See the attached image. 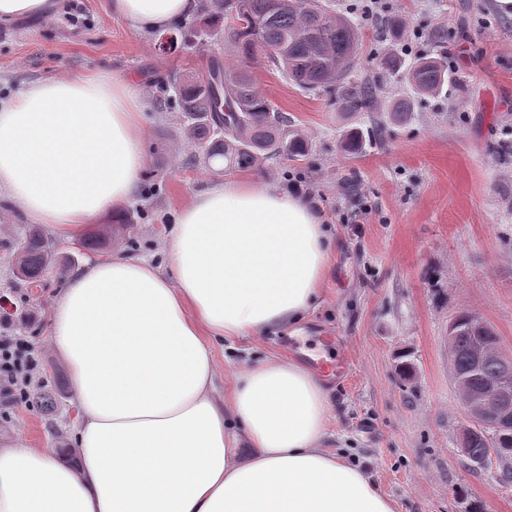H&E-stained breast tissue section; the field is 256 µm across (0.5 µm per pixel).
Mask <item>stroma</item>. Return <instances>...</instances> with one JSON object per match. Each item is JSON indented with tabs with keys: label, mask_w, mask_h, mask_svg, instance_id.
Returning a JSON list of instances; mask_svg holds the SVG:
<instances>
[{
	"label": "stroma",
	"mask_w": 512,
	"mask_h": 512,
	"mask_svg": "<svg viewBox=\"0 0 512 512\" xmlns=\"http://www.w3.org/2000/svg\"><path fill=\"white\" fill-rule=\"evenodd\" d=\"M362 26L358 76L376 80L373 109L349 114L323 91L288 80L264 56L242 61L219 28L197 13L174 22L196 32L188 48L155 49V35L112 16L107 0H60L52 18L0 24V101L59 74L102 73L133 79L144 114L145 170L125 209L130 223L104 217L118 241L88 251L78 240L43 233L57 257L32 288L13 273L18 242L30 225L0 203V315L44 346L43 401L9 408L0 448H75V392L67 366L50 347V318L65 280L110 254L161 264L171 214L199 190L223 182L182 136L183 115L160 108L154 83L169 72L203 74L213 62L248 66L275 109L304 136L299 161L268 160L244 179L290 188L307 182L310 199L339 246L317 307L299 333L216 346L218 381L271 354L303 360L309 342L334 336L351 373L329 382L331 447L347 454L395 503L396 512H512V481L496 461L476 466L459 447L467 421L448 362V324L462 312L481 318L512 351V17L493 0H329ZM405 27L391 36L387 17ZM391 52L413 63L445 56L451 79L433 97L414 96L406 72L382 75ZM412 98L406 120L385 108ZM363 149L346 150L350 129ZM410 376H403V366Z\"/></svg>",
	"instance_id": "1"
}]
</instances>
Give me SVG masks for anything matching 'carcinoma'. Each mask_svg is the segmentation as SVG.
I'll use <instances>...</instances> for the list:
<instances>
[{"mask_svg": "<svg viewBox=\"0 0 512 512\" xmlns=\"http://www.w3.org/2000/svg\"><path fill=\"white\" fill-rule=\"evenodd\" d=\"M202 12L216 20L236 19L230 38L238 55L252 59L263 54L300 87L339 98L344 111L361 112L373 102L372 81L352 78L360 45L358 24L320 0H205ZM408 77L419 96L435 95L450 79L448 65L438 57L417 60ZM156 99L184 113L183 136L202 149L207 163L220 158L227 168L244 170L266 159L283 156L297 161L308 153V142L288 129V118L259 92L245 68H226L216 61L205 80L172 71L157 81ZM55 262L47 238L30 229L16 252L24 281L37 285ZM496 339L492 328L477 326V318L469 313L450 323L448 360L452 375L462 379V388L480 393L512 366V361L491 359L472 371L473 348ZM494 447L496 433L475 426L463 452L473 461Z\"/></svg>", "mask_w": 512, "mask_h": 512, "instance_id": "cac0c4a2", "label": "carcinoma"}]
</instances>
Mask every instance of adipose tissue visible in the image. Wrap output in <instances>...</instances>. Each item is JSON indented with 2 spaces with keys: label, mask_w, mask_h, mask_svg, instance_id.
<instances>
[{
  "label": "adipose tissue",
  "mask_w": 512,
  "mask_h": 512,
  "mask_svg": "<svg viewBox=\"0 0 512 512\" xmlns=\"http://www.w3.org/2000/svg\"><path fill=\"white\" fill-rule=\"evenodd\" d=\"M198 7L111 0L136 32ZM143 135L126 80L35 83L0 105V197L29 223L82 234L130 202ZM336 246L302 195L227 180L173 213L166 266L113 255L73 273L50 340L82 412L78 463L51 448H0V512H395L359 465L328 447L331 399L301 365L270 355L216 392L215 346L303 321Z\"/></svg>",
  "instance_id": "adipose-tissue-1"
}]
</instances>
